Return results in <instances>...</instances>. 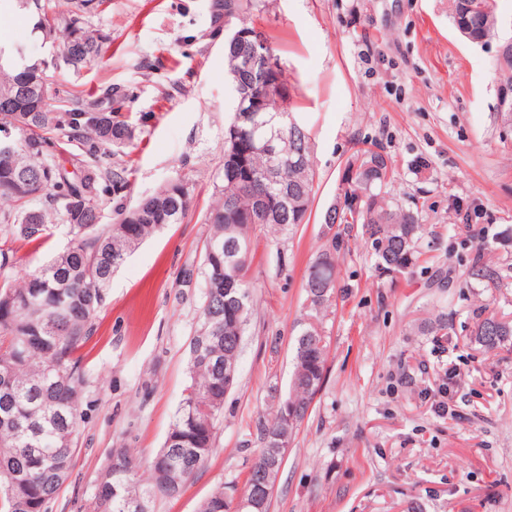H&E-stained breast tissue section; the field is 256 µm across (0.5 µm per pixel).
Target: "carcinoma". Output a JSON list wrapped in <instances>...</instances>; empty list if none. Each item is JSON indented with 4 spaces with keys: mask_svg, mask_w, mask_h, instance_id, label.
Returning <instances> with one entry per match:
<instances>
[{
    "mask_svg": "<svg viewBox=\"0 0 512 512\" xmlns=\"http://www.w3.org/2000/svg\"><path fill=\"white\" fill-rule=\"evenodd\" d=\"M495 0H454V22L469 39L485 43L497 35ZM95 0H81L68 17L52 0H13L32 29L62 35L59 52L75 50L70 66L79 68L100 58L102 35L85 26L84 13ZM247 43L224 46L226 72ZM502 84L512 89V42L503 43L497 58ZM46 60L34 61L27 49L0 42V95L33 71L47 73ZM284 70L269 86L270 103L248 116L232 112L224 129L225 149L236 140L248 167L224 175L219 200L206 215L210 232L201 266L185 269L181 283L203 282L201 321L189 343V383L162 448L145 470L126 448L113 454L91 501V512H131L135 498L153 503L178 495L213 454L224 417V362L239 358L252 305L249 278L253 237L265 228L284 230L304 224L315 196L314 143L299 113L276 111L278 87L286 86ZM134 91L108 85L88 98L54 99L31 95L19 111L0 110V200L15 210L4 219L14 241L36 249L49 237V223L69 228V245L20 282L6 275L12 254L0 250V512H46L47 503L68 480L75 438L83 411L85 377L77 353L94 331V319L106 303L112 274L152 233L179 224L192 205L187 187L173 180L129 211L116 209V221L102 223V202L121 203L130 188V170L118 159L132 143L136 126L129 107ZM96 111L97 121L84 118ZM73 162L68 169L67 161ZM41 177L45 192L33 198L17 194L14 179ZM396 181L389 157L380 150L359 149L348 162L342 200L323 216L328 228H359L358 237L371 251L377 269L402 275L419 261L423 224L419 212L389 196ZM276 203L271 218L258 211L261 198ZM325 248L305 275L306 302L318 317L331 305L337 282L336 257ZM469 275L504 286L490 265H473ZM235 288L228 293L224 282ZM475 342L493 350L512 340V321L494 315L476 323ZM326 344L311 323L297 340L295 365L286 396L259 422L263 443L247 479L282 459L284 446L306 417L326 372ZM294 410L293 423L284 407ZM228 493L217 485L198 512H214Z\"/></svg>",
    "mask_w": 512,
    "mask_h": 512,
    "instance_id": "cac0c4a2",
    "label": "carcinoma"
}]
</instances>
